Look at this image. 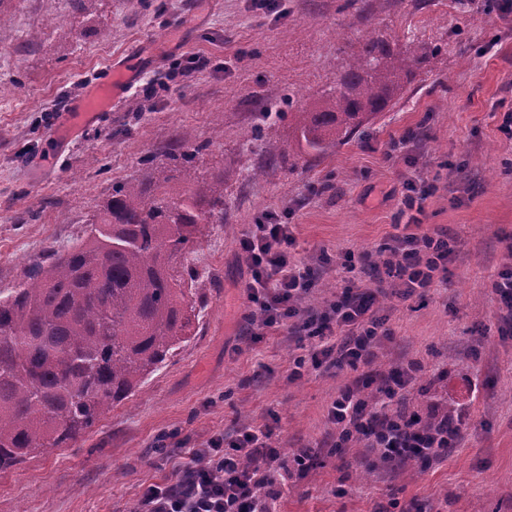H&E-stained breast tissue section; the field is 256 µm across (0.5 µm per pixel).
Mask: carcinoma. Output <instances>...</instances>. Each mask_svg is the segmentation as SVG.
<instances>
[{"label": "carcinoma", "instance_id": "cac0c4a2", "mask_svg": "<svg viewBox=\"0 0 512 512\" xmlns=\"http://www.w3.org/2000/svg\"><path fill=\"white\" fill-rule=\"evenodd\" d=\"M428 55L370 39L319 104L294 113L315 153L353 138L400 96ZM189 132L159 180H129L87 235L0 292V472L88 433L190 338L206 283L189 256L224 223V174L198 172Z\"/></svg>", "mask_w": 512, "mask_h": 512}]
</instances>
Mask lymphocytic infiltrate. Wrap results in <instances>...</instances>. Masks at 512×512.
<instances>
[{
  "label": "lymphocytic infiltrate",
  "mask_w": 512,
  "mask_h": 512,
  "mask_svg": "<svg viewBox=\"0 0 512 512\" xmlns=\"http://www.w3.org/2000/svg\"><path fill=\"white\" fill-rule=\"evenodd\" d=\"M288 225L268 219L255 225L239 242L250 270L243 284L251 305L248 321L264 331L299 314L298 301L314 281L306 267L292 264ZM383 264L384 273L398 283L399 294L411 298L448 277L451 249L447 233H409L396 237ZM312 343L297 358L291 378L309 371L364 364L366 375L354 379L327 406L336 426V445L366 443L380 460L422 465L443 460L462 437V419L452 408L429 402L414 410L391 411L403 399L420 370L410 363L386 370L375 363L389 332L377 316L376 296L367 290L346 289L319 316L303 321ZM272 429L241 430L233 441L213 438L208 446L191 449L183 466L184 479L147 486L138 512H269L283 454L273 446Z\"/></svg>",
  "instance_id": "f902f5d3"
}]
</instances>
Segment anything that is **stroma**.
<instances>
[{"mask_svg":"<svg viewBox=\"0 0 512 512\" xmlns=\"http://www.w3.org/2000/svg\"><path fill=\"white\" fill-rule=\"evenodd\" d=\"M499 0H0V290L50 249L80 239L118 182L162 176L186 130L200 172L224 174V221L191 257L210 284L192 336L93 431L0 474V512H130L144 488L175 480L189 449L243 428H273L282 448H320L290 473L272 512H512V325L492 292L512 242V20ZM73 38H65L64 30ZM441 46L385 112L323 158L291 114L334 87L366 40ZM204 59L201 67L192 58ZM127 93L59 134L71 100L116 67ZM266 125V138L249 139ZM154 157L146 166L145 157ZM429 191L414 208L404 183ZM290 227L291 262L316 282L302 313L348 285L347 260L389 246L409 226L447 231L448 281L404 301L384 288L391 337L378 369L417 363L408 394L448 399L466 422L447 459L380 463L362 444L327 448V406L355 372L289 373L304 344L291 322L247 336L239 241L266 215Z\"/></svg>","mask_w":512,"mask_h":512,"instance_id":"stroma-1","label":"stroma"}]
</instances>
